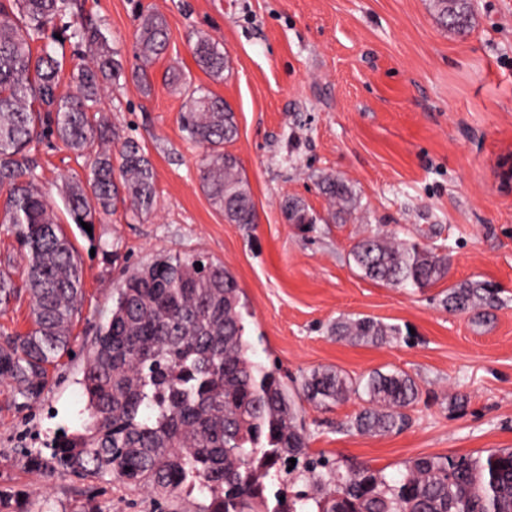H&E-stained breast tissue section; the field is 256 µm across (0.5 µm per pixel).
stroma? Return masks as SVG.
<instances>
[{
    "mask_svg": "<svg viewBox=\"0 0 512 512\" xmlns=\"http://www.w3.org/2000/svg\"><path fill=\"white\" fill-rule=\"evenodd\" d=\"M126 71L100 107L121 137L152 163L151 214L118 210L84 234L65 230L83 267L74 356L50 372L29 407L0 383V512H170L164 499L133 490L111 471L37 473L60 430H82L88 414L80 352L112 307L120 270L99 252L117 244L129 265L173 251L222 261L242 288L253 358L289 379L331 366L352 377L403 370L423 394L409 426L358 433L357 396L305 404L315 452L342 466L364 464L397 477L428 455H486L512 448V0H470L473 28L461 37L435 20L431 0H82ZM153 10L168 24L167 49L150 68L151 90L133 76L136 16ZM223 46L230 68L213 80L195 63L197 34ZM223 97L238 125L228 149L245 171L257 210L251 230L225 222L200 185L203 147L181 129V97L167 69ZM40 184L59 199L64 179L84 177L63 144L40 148ZM344 179L357 201L334 220L318 183ZM297 196L318 216L287 223L281 202ZM391 230L447 257L444 279L417 290L364 278L350 251L366 231ZM471 280L490 287L476 308L442 300ZM398 326L381 344L330 336L341 317ZM467 397L465 406L452 402Z\"/></svg>",
    "mask_w": 512,
    "mask_h": 512,
    "instance_id": "stroma-1",
    "label": "stroma"
}]
</instances>
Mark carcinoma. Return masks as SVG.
I'll return each mask as SVG.
<instances>
[{
  "instance_id": "1",
  "label": "carcinoma",
  "mask_w": 512,
  "mask_h": 512,
  "mask_svg": "<svg viewBox=\"0 0 512 512\" xmlns=\"http://www.w3.org/2000/svg\"><path fill=\"white\" fill-rule=\"evenodd\" d=\"M72 0L0 2V223L19 245L22 284L30 297L31 328L0 330V380L27 406L48 386V367L74 352L72 327L83 295V270L54 204L39 188L40 143L55 138L82 159L86 180L65 185L67 214L76 225L102 221L119 208L148 214L156 201L149 159L101 113L105 89L124 76L107 36L90 19L72 13L68 39L94 51L91 66L68 70L65 57L45 42L55 20L71 13ZM436 19L456 34L472 29L469 0H433ZM138 77L149 88L146 66L164 52V16L142 11L135 31ZM197 65L220 79L228 55L198 34ZM75 88L58 94L63 80ZM165 82L183 97L180 120L189 140L205 148L201 187L229 224L249 230L256 207L239 159L226 145L238 134L224 98L195 85L183 73ZM121 142L119 165L107 145ZM320 190L348 212L351 188L336 177ZM290 224H314L309 205L296 197L281 203ZM363 275L393 288H425L448 272L445 257L410 239L391 242L376 232L351 250ZM485 284L465 281L448 289L445 307L464 311L484 299ZM20 293L0 274V305ZM248 306L235 275L199 252H168L133 270L122 269L112 289V309L97 326L83 361L81 385L90 421L83 431L62 433L51 458L32 469L103 468L121 481L166 496L199 491L202 512H512V449L486 456H422L396 479L362 465L341 471L338 462L310 451L302 403L328 407L351 395L367 396L351 426L364 434L398 433L411 421L422 389L406 372L374 370L352 378L318 368L288 386L276 367L249 355ZM338 340L382 343L400 335L396 326L369 316L338 319ZM303 460L314 493L288 495L289 459Z\"/></svg>"
}]
</instances>
